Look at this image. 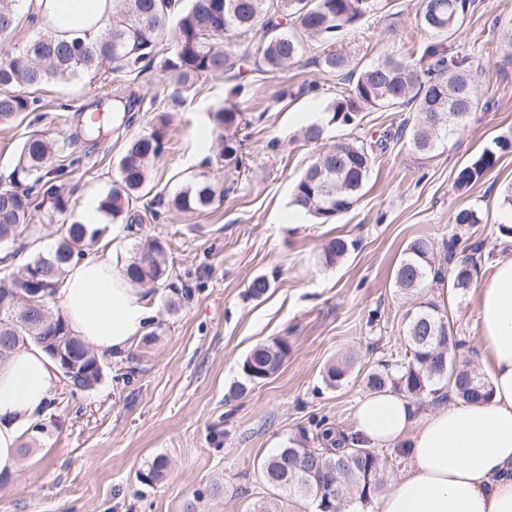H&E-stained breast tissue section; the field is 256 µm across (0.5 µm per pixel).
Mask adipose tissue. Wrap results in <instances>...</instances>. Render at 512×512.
I'll return each instance as SVG.
<instances>
[{"label":"adipose tissue","mask_w":512,"mask_h":512,"mask_svg":"<svg viewBox=\"0 0 512 512\" xmlns=\"http://www.w3.org/2000/svg\"><path fill=\"white\" fill-rule=\"evenodd\" d=\"M50 32L97 41L112 0H23ZM57 304L73 334L97 349L124 351L146 331L148 311L124 267L89 258L71 265ZM478 341L490 397L433 411L401 392L357 401L351 432L362 448L405 449L409 465L375 500V512H512V258L495 263L477 301ZM55 363L31 345L0 364V476L19 469L23 433L56 397Z\"/></svg>","instance_id":"ef3b65f1"}]
</instances>
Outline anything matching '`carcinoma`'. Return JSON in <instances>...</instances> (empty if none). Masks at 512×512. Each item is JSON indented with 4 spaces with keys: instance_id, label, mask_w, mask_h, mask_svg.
Instances as JSON below:
<instances>
[{
    "instance_id": "1",
    "label": "carcinoma",
    "mask_w": 512,
    "mask_h": 512,
    "mask_svg": "<svg viewBox=\"0 0 512 512\" xmlns=\"http://www.w3.org/2000/svg\"><path fill=\"white\" fill-rule=\"evenodd\" d=\"M20 0H0V123L8 124L38 108L30 90L48 82L65 84L81 75L108 73L140 75L156 59L173 80L181 97L197 83L213 76L224 77L229 96L247 91L243 66L275 73L298 62L309 42L324 45L315 58L319 69L339 78L343 90L327 108L328 123L349 125L360 112L410 108L416 112L413 125L399 130L407 135L413 150L427 155L465 125L479 95L470 57L453 51L448 40L462 25L474 0H454L456 15L448 22V0H420L416 23L431 34L418 58L393 54L360 70L352 66L343 49V37L370 14L386 7L384 0H112V24L99 42L87 44L78 37L58 38L38 33L22 44L12 40L19 25ZM235 44L224 43V36ZM170 47H165V43ZM143 97L115 89L112 99L89 126L79 125L69 138L99 145V140L120 133L133 123ZM213 132L226 160H239L242 143L235 133L243 113L233 102L211 111ZM169 135V116L155 114L148 130L126 141L118 161V179L101 200V209L114 221L142 224L156 217L150 206H139L146 196L153 172L163 159ZM509 141L497 140L484 149L455 179V188L466 191L497 162L496 149ZM57 140L42 130L26 136L10 175L9 186L0 187V244L15 240L30 229L34 210L65 213L70 192L64 178L67 167L80 162L49 167ZM374 152L364 143L344 140L320 153L293 187L292 205L320 224H329L350 211L359 197L374 163ZM216 187L202 174L168 201L176 211H203L216 197ZM456 225L482 223L479 212L461 208L454 212ZM55 248L27 262L21 272L0 277V361L39 337L66 339L65 351L73 356L76 370L68 378L71 392H89L100 383L103 361L94 350L71 332L60 314H52L66 266L80 261L85 248L96 243L101 229L87 230L76 221L62 224ZM353 247L344 238L330 240L323 261L334 265ZM167 245L157 239L143 244L126 265V275L137 285L171 288L166 264ZM448 258L455 259L451 276L436 266L433 247L426 237L411 241L394 271V285L414 298L405 317L407 361L384 360L366 375L367 387L378 393L393 389L421 399L434 392L436 381L446 380L456 398L478 402L490 394L489 381L476 369L454 371L458 342L445 307L421 299L428 281H448L450 295L461 296L471 288L477 258H455L454 241H448ZM288 343L277 339L256 345L244 358L243 379L230 390L234 398L245 395L263 374L276 373L288 358ZM350 363L328 365L325 383L342 384ZM262 481L271 489L298 494L315 503L316 512H338L336 490L362 505L371 503L386 486L387 457L373 448H358L354 438L337 434L325 423L316 424L312 438L304 436L260 463Z\"/></svg>"
}]
</instances>
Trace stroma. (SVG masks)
Instances as JSON below:
<instances>
[{
	"instance_id": "35a3bbf8",
	"label": "stroma",
	"mask_w": 512,
	"mask_h": 512,
	"mask_svg": "<svg viewBox=\"0 0 512 512\" xmlns=\"http://www.w3.org/2000/svg\"><path fill=\"white\" fill-rule=\"evenodd\" d=\"M417 0H395V15L377 13L346 36L343 45L365 67L387 54L421 51L429 36L417 27ZM512 19V0H475L451 45L479 61L475 80L480 105L445 147L421 156L392 132L414 121L401 109L359 113L350 125L332 124L324 141L296 139L304 125L323 121L337 97V78L310 62L279 73L249 74L246 94L237 98L245 120L237 137L242 161L221 159L212 137L210 113L226 99L224 80L197 85L192 102H179L160 65L140 77L107 82L89 75L66 85L36 90L41 108L33 121L0 125V184L7 183L29 126L68 139L81 109L125 85L144 97L129 134L147 130L154 113L167 112V150L153 175L150 199L169 198L198 174L217 187L209 209L182 213L158 206V219L127 228L108 225L91 250L97 258L130 260L137 246L158 238L168 244L173 288L148 296L149 323L159 339L143 358L109 355L103 379L91 392L61 391L43 414L41 431H26L16 475L0 477V512H314L308 498L269 489L257 465L301 433L326 420L349 432L354 405L367 393L365 372L382 360L402 359L408 298L398 294L393 274L406 246L419 236L433 244L437 264L447 265L448 240L457 254L479 252L474 277L482 284L493 261L512 256V207L503 191L512 185V48L502 29ZM510 140L496 165L467 191L455 189L457 173L494 139ZM344 139H380L379 152L354 207L332 224H316L291 205L293 184L319 153ZM123 139L113 138L86 152L67 181L76 190L106 191L117 178ZM473 207L482 221L458 227L454 210ZM62 215L32 213L18 259L0 263V275L18 272L21 262L50 251ZM353 241L336 264L322 261L332 238ZM268 292L250 298L258 275ZM190 298L176 310V288ZM425 300L445 303L460 358L478 363L476 293L444 297L441 284L424 288ZM286 340L288 358L274 375L232 399L244 357L256 345ZM350 359L342 386H326L328 364ZM168 462V476L152 484L141 476L156 460Z\"/></svg>"
}]
</instances>
